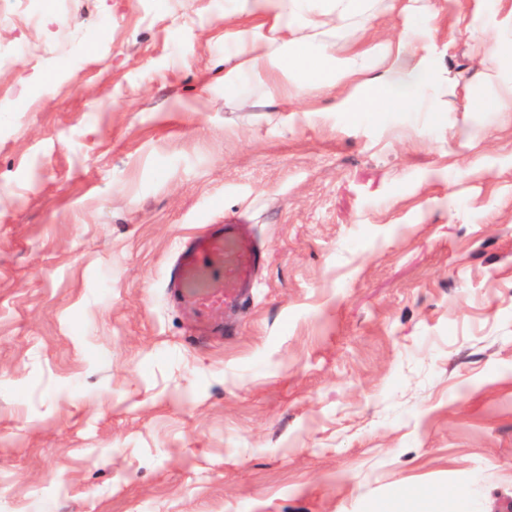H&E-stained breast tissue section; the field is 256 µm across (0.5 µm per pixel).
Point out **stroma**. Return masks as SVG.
I'll return each mask as SVG.
<instances>
[{
  "instance_id": "35a3bbf8",
  "label": "stroma",
  "mask_w": 512,
  "mask_h": 512,
  "mask_svg": "<svg viewBox=\"0 0 512 512\" xmlns=\"http://www.w3.org/2000/svg\"><path fill=\"white\" fill-rule=\"evenodd\" d=\"M431 2L454 84L354 115L225 95L242 0H0V512H512V0ZM225 221L268 260L200 343L165 274ZM508 60L500 56L493 59L484 69V81L495 84L500 89L494 110L496 112H512V57H510V76L507 74Z\"/></svg>"
}]
</instances>
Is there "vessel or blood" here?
Returning <instances> with one entry per match:
<instances>
[{"label": "vessel or blood", "instance_id": "b4317fda", "mask_svg": "<svg viewBox=\"0 0 512 512\" xmlns=\"http://www.w3.org/2000/svg\"><path fill=\"white\" fill-rule=\"evenodd\" d=\"M265 253L246 224H208L180 247L166 275V293L196 319L195 332L224 335L226 316L249 302Z\"/></svg>", "mask_w": 512, "mask_h": 512}]
</instances>
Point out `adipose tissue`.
<instances>
[{
	"instance_id": "1",
	"label": "adipose tissue",
	"mask_w": 512,
	"mask_h": 512,
	"mask_svg": "<svg viewBox=\"0 0 512 512\" xmlns=\"http://www.w3.org/2000/svg\"><path fill=\"white\" fill-rule=\"evenodd\" d=\"M244 2L248 22L224 33L234 45L224 56V90L234 91L246 75L265 76L267 111H285L310 90L340 84L353 89L341 101L345 111L413 110L416 90L439 78L429 63L437 18L430 0H404L401 11L413 24L367 47L345 35L376 18L378 0Z\"/></svg>"
}]
</instances>
